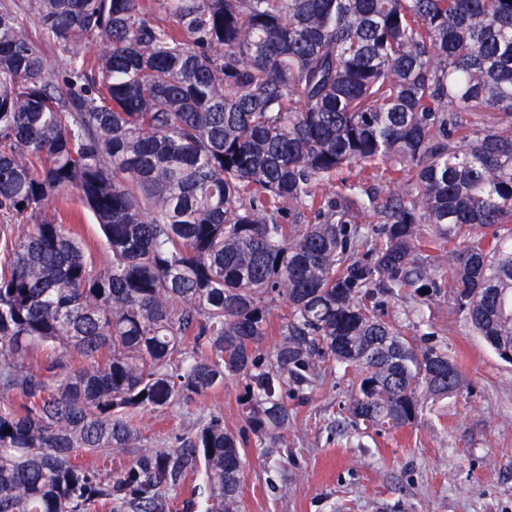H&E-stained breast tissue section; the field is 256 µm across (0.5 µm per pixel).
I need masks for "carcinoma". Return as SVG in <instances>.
<instances>
[{
  "instance_id": "carcinoma-1",
  "label": "carcinoma",
  "mask_w": 512,
  "mask_h": 512,
  "mask_svg": "<svg viewBox=\"0 0 512 512\" xmlns=\"http://www.w3.org/2000/svg\"><path fill=\"white\" fill-rule=\"evenodd\" d=\"M24 8L60 76L1 4L0 512H170L199 470L206 512H234L243 449L222 418L167 448L134 422L229 378L272 447L288 383L326 358L354 373L351 425L410 422L460 392V370L364 290L428 295L440 258L456 312L512 349V0ZM381 166L379 201L324 192ZM69 190L103 235L100 267L49 208ZM368 208L386 224L360 259L351 221ZM130 448L120 470L79 462Z\"/></svg>"
}]
</instances>
